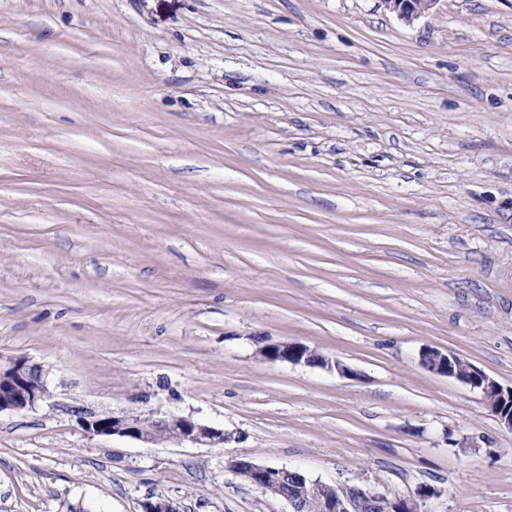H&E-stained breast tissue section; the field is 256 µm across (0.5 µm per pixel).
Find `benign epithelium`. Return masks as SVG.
<instances>
[{"label": "benign epithelium", "instance_id": "1", "mask_svg": "<svg viewBox=\"0 0 512 512\" xmlns=\"http://www.w3.org/2000/svg\"><path fill=\"white\" fill-rule=\"evenodd\" d=\"M439 0H382L385 8L411 25L429 14ZM257 353L269 363L335 368L346 374L349 369L330 361L320 353L297 342L265 340ZM430 361L428 368L438 374L457 379L470 390L479 393L486 404L492 406L512 400V386H504L483 371L479 378H471L470 363L452 353L430 349L423 353ZM50 398L44 369L24 356H14L0 362V414L33 410ZM80 428L91 436H119L144 444L173 441L194 446L222 444L224 430L205 425L190 416L159 415L147 412L137 416L125 414H97L82 408L73 411ZM263 493L285 501L291 512H375L378 505L389 503L395 512H421V501L432 495L429 489L418 490L409 499H388L384 496L361 492L350 485H332L317 480L304 484L300 472L285 467L256 463L246 458L235 472ZM142 512H180L179 506L165 499L147 500Z\"/></svg>", "mask_w": 512, "mask_h": 512}]
</instances>
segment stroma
I'll use <instances>...</instances> for the list:
<instances>
[{
	"instance_id": "stroma-1",
	"label": "stroma",
	"mask_w": 512,
	"mask_h": 512,
	"mask_svg": "<svg viewBox=\"0 0 512 512\" xmlns=\"http://www.w3.org/2000/svg\"><path fill=\"white\" fill-rule=\"evenodd\" d=\"M428 349L512 385V0H0V357L51 391L0 414V512H289L231 457L512 512V431ZM385 8L407 24L429 14L439 0H382ZM308 347V346H307ZM306 345L297 342L277 341L272 342L265 339L264 343L258 344L257 353L269 363H291L294 365L320 366L341 370L342 365L336 361L331 362L328 358L315 350H309ZM315 357L319 360H315ZM71 412L80 428L91 436L126 437L144 444L173 441L194 446L222 444L226 440L224 430L191 416L155 412L137 416L97 414L84 408Z\"/></svg>"
}]
</instances>
